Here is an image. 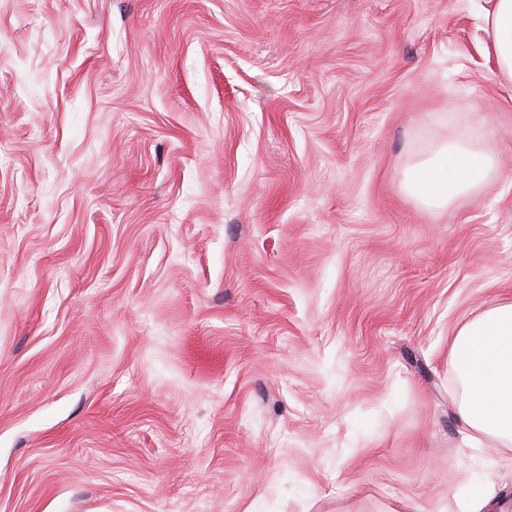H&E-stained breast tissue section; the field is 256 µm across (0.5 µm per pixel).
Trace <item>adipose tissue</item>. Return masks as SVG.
Listing matches in <instances>:
<instances>
[{"label":"adipose tissue","instance_id":"obj_1","mask_svg":"<svg viewBox=\"0 0 512 512\" xmlns=\"http://www.w3.org/2000/svg\"><path fill=\"white\" fill-rule=\"evenodd\" d=\"M490 2L485 52L500 77L512 83V0ZM495 172V152L487 137L451 141L409 171L406 191L427 207L442 208L485 186ZM448 357L461 386V427L512 454V300L497 302L460 324L449 340Z\"/></svg>","mask_w":512,"mask_h":512}]
</instances>
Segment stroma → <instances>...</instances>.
Here are the masks:
<instances>
[{"label": "stroma", "instance_id": "1", "mask_svg": "<svg viewBox=\"0 0 512 512\" xmlns=\"http://www.w3.org/2000/svg\"><path fill=\"white\" fill-rule=\"evenodd\" d=\"M488 0H0V512H448V339L512 299ZM492 136L443 209L410 166Z\"/></svg>", "mask_w": 512, "mask_h": 512}]
</instances>
